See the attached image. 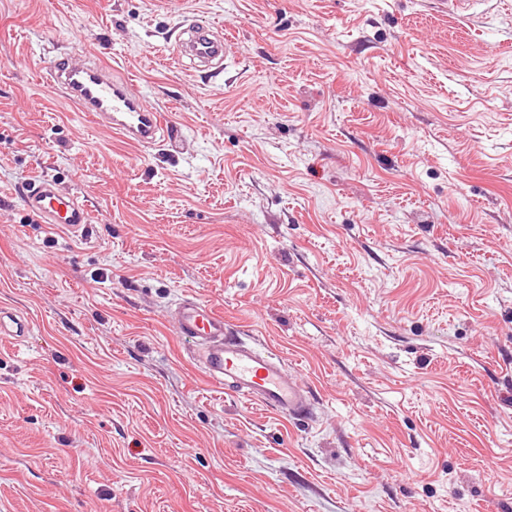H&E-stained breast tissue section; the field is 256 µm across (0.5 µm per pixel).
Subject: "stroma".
<instances>
[{
    "label": "stroma",
    "instance_id": "1",
    "mask_svg": "<svg viewBox=\"0 0 512 512\" xmlns=\"http://www.w3.org/2000/svg\"><path fill=\"white\" fill-rule=\"evenodd\" d=\"M213 25L198 71L171 47ZM117 66L131 145L48 85ZM86 200L83 236L22 203ZM222 310L310 392L207 380ZM0 512H512V0H0ZM23 200L42 224L55 231L79 236L86 224H92L88 204L75 194L61 191L57 183L46 176L32 175L26 180ZM177 308V330L196 344L197 361L210 381L279 414L298 417L307 411V391L288 375L277 353L234 336L212 304L186 296ZM29 321L22 314L13 312L7 308H0V338H9L20 341L29 335Z\"/></svg>",
    "mask_w": 512,
    "mask_h": 512
}]
</instances>
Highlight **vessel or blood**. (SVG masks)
I'll list each match as a JSON object with an SVG mask.
<instances>
[{
	"mask_svg": "<svg viewBox=\"0 0 512 512\" xmlns=\"http://www.w3.org/2000/svg\"><path fill=\"white\" fill-rule=\"evenodd\" d=\"M229 46V41L214 37L210 28L202 26L189 30L187 39L176 43L175 51L212 62L227 57ZM114 71V65L96 59L80 65L55 59L47 67L46 81L125 141L139 146L163 142L168 132L165 120L143 98L130 93L126 80L114 78ZM23 200L43 224L64 234L82 235L92 221L84 200L61 191L45 176L26 180ZM177 330L193 340L205 375L225 391L279 414L298 417L306 412L307 392L288 375L282 358L234 336L223 312L212 304L184 297L178 305ZM28 333L27 317L0 308L1 337L18 341Z\"/></svg>",
	"mask_w": 512,
	"mask_h": 512,
	"instance_id": "1",
	"label": "vessel or blood"
}]
</instances>
